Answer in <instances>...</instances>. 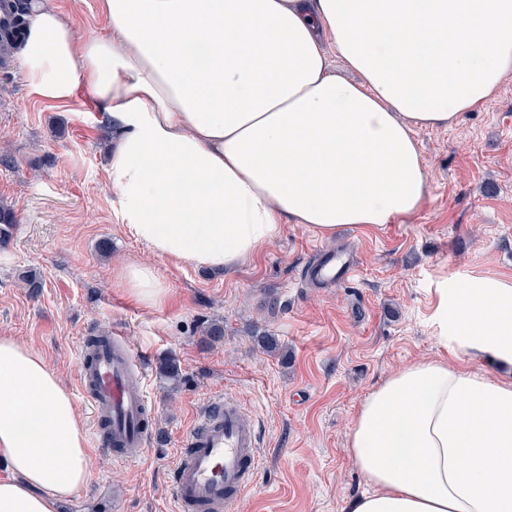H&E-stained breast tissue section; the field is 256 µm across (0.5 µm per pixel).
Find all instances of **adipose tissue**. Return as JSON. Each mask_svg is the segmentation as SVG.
<instances>
[{
  "label": "adipose tissue",
  "instance_id": "1",
  "mask_svg": "<svg viewBox=\"0 0 512 512\" xmlns=\"http://www.w3.org/2000/svg\"><path fill=\"white\" fill-rule=\"evenodd\" d=\"M27 7L20 68L47 100L87 90L131 233L217 270L288 223L332 239L414 214L430 177L415 130L454 126L512 73V0H99L107 30L87 37L50 0ZM115 284L167 296L148 263ZM437 319L442 343L512 368V280L446 282ZM347 448L367 490L345 512H512V381L411 363L364 398ZM0 458V512H58L91 479L63 381L6 336Z\"/></svg>",
  "mask_w": 512,
  "mask_h": 512
}]
</instances>
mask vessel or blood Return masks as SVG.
<instances>
[{"instance_id":"obj_1","label":"vessel or blood","mask_w":512,"mask_h":512,"mask_svg":"<svg viewBox=\"0 0 512 512\" xmlns=\"http://www.w3.org/2000/svg\"><path fill=\"white\" fill-rule=\"evenodd\" d=\"M358 264L347 249L325 250L306 273L311 284L332 287L353 279ZM80 391L99 419L109 420L108 451L114 460L137 461L146 453L155 410L133 385L142 362L121 329L105 343L83 348ZM260 466L256 422L232 395L209 398L184 434L173 471L178 512H241Z\"/></svg>"}]
</instances>
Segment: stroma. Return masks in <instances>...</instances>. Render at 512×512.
<instances>
[{"mask_svg": "<svg viewBox=\"0 0 512 512\" xmlns=\"http://www.w3.org/2000/svg\"><path fill=\"white\" fill-rule=\"evenodd\" d=\"M77 34L100 33L97 0H54ZM0 205L16 224L0 246V336L43 353L63 379L87 435L98 423L78 389L85 337L121 328L140 356L142 387L156 409L141 461H113L89 447V484L64 512H175L171 472L183 432L212 396H236L259 424L260 468L247 512H344L367 486L346 451L354 416L392 372L441 359L496 376L439 340L438 290L446 280H512V76L452 128L414 134L430 172L412 216L378 232L322 239L285 225L274 242L224 272L154 256L123 224L105 170L110 142L89 116L85 89L67 102L34 95L18 65L0 69ZM112 245L101 253L102 241ZM349 244L357 278L310 288L301 269L314 248ZM152 264L168 288L160 305L114 284L122 264ZM44 281L38 296L22 272ZM224 339L202 344L208 322ZM275 336L271 351L254 335ZM179 360L184 379L167 395L159 362Z\"/></svg>", "mask_w": 512, "mask_h": 512, "instance_id": "obj_1", "label": "stroma"}]
</instances>
